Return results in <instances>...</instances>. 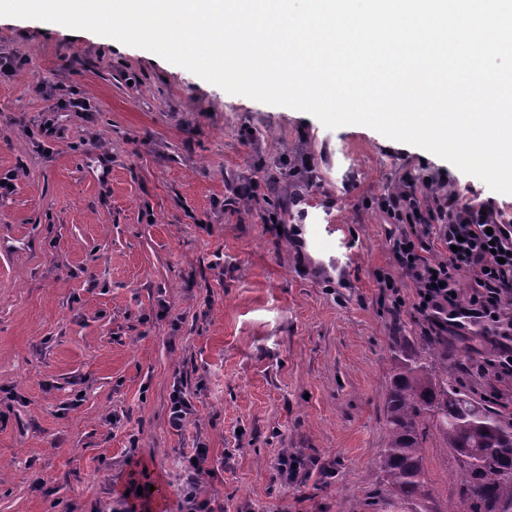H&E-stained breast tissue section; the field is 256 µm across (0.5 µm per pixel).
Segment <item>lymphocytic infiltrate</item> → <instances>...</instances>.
I'll return each mask as SVG.
<instances>
[{
	"instance_id": "lymphocytic-infiltrate-1",
	"label": "lymphocytic infiltrate",
	"mask_w": 512,
	"mask_h": 512,
	"mask_svg": "<svg viewBox=\"0 0 512 512\" xmlns=\"http://www.w3.org/2000/svg\"><path fill=\"white\" fill-rule=\"evenodd\" d=\"M382 208L402 229L393 240L394 272L377 277L389 288L394 307L411 306L425 334L443 335L449 325L479 326L483 334L497 337L493 362L496 375L512 377V219L478 203L437 202L423 211L413 187L384 196ZM439 256L427 258L426 250ZM506 259H498V252ZM471 273L474 284L461 294L459 275ZM409 280L412 302H405L400 283Z\"/></svg>"
}]
</instances>
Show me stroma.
Here are the masks:
<instances>
[{
	"mask_svg": "<svg viewBox=\"0 0 512 512\" xmlns=\"http://www.w3.org/2000/svg\"><path fill=\"white\" fill-rule=\"evenodd\" d=\"M0 56L21 61L0 77V512H184L200 442L196 494L223 512H398L375 494L385 392L422 329L412 284L397 310L376 279L401 230L380 199L410 184L512 212V194L88 30L0 17ZM424 470L428 512H466L455 451ZM134 476L149 500L125 498ZM169 403L168 423L171 429L180 432L189 422L190 416L193 414V407L186 393L176 383L172 386ZM193 459H196V464H193ZM208 460V448L205 443H198L194 453L186 457L185 472L187 473V486H193L197 477L204 470V464Z\"/></svg>",
	"mask_w": 512,
	"mask_h": 512,
	"instance_id": "stroma-1",
	"label": "stroma"
}]
</instances>
